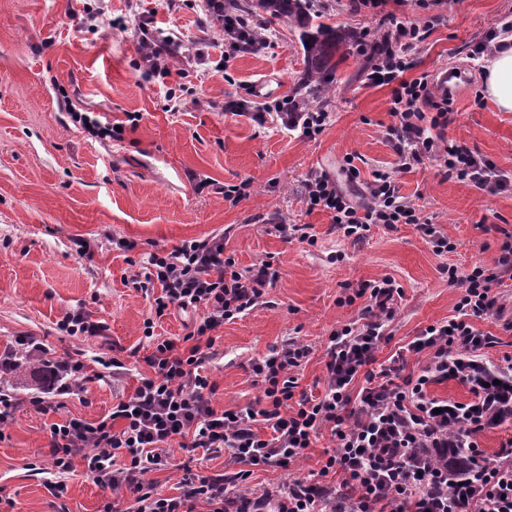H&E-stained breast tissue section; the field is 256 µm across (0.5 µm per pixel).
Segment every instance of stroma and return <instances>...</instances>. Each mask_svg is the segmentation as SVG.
Here are the masks:
<instances>
[{
	"instance_id": "obj_1",
	"label": "stroma",
	"mask_w": 512,
	"mask_h": 512,
	"mask_svg": "<svg viewBox=\"0 0 512 512\" xmlns=\"http://www.w3.org/2000/svg\"><path fill=\"white\" fill-rule=\"evenodd\" d=\"M423 2L406 0L401 8L410 20L438 17L416 56L419 73L466 69L471 45L512 13V0H441L428 10ZM319 7L356 34L377 27L376 16L353 0H321ZM254 17L273 32V45L228 61L224 32L201 0H0V351L26 336L47 349L56 368L113 357L126 366L120 378L106 369L86 390L53 397L47 413H17L0 433V512H100L110 498L79 469L57 499L45 487L52 473L35 466L49 448L47 424L97 419L136 387L144 367L134 353L146 348L150 307L129 278L149 252L220 235L238 267H277L280 278L264 302L216 331L218 355L207 366L213 405L239 410L261 395L250 362L292 338L313 349L297 373L300 389L322 391L328 336L357 316L356 307L337 303L344 284L389 276L403 288L392 336L377 354L384 361L424 327L454 315L461 290L442 267L493 264L512 234V190L489 193L451 181L438 161L397 179L421 220L439 225L454 251L435 255L410 224L372 227L356 244L332 232L329 213L309 210L302 182L315 168L339 175L350 157L359 176L343 187L361 201L375 171L396 167L385 137L391 89L367 86L366 60L350 46L335 57L320 101L333 121L317 138L225 111V101L243 97L254 108L274 104L271 96L248 97L256 82L281 81L282 95L294 96L306 76L294 23L259 9ZM159 29L181 38L165 77L140 66ZM483 89L482 75L470 74L464 94L451 99L455 120L446 135L512 175V112L488 100L475 106ZM171 97L179 103L173 111L165 107ZM76 112L124 124L122 140L91 135L73 121ZM205 179L209 187L199 188ZM244 182L250 193L235 206L212 190ZM485 222L492 231L482 230ZM281 224L309 225L315 244L278 232ZM79 239L89 242L87 253L77 252ZM121 240L133 250L119 249ZM79 310L105 322V335L59 333L58 322ZM329 445L321 437L299 465L255 470L249 482L275 490L318 471ZM186 465L200 475L231 468L228 456L175 447L168 466L149 479L174 494Z\"/></svg>"
}]
</instances>
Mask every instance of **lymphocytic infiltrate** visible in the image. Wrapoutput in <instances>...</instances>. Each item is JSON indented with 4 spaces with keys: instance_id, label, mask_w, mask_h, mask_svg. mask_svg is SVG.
Returning a JSON list of instances; mask_svg holds the SVG:
<instances>
[{
    "instance_id": "f902f5d3",
    "label": "lymphocytic infiltrate",
    "mask_w": 512,
    "mask_h": 512,
    "mask_svg": "<svg viewBox=\"0 0 512 512\" xmlns=\"http://www.w3.org/2000/svg\"><path fill=\"white\" fill-rule=\"evenodd\" d=\"M378 15L367 42L369 86L391 87L394 122L386 137L398 162L379 171L369 199L353 201L335 178L311 171L303 183L310 209L328 212L339 236L358 242L372 225L411 224L435 254L454 245L437 225L420 221L415 205L401 194L396 173L432 160L443 161L449 178L477 189H505L506 174L466 145L448 140L454 121L448 97H435L429 73H415L416 56L434 27L387 10L388 0H361ZM260 25L232 11L224 13V57L233 59L269 44ZM276 116L302 137L319 136L332 115L304 109L283 99L252 113L257 124ZM448 282L461 290L455 315L425 327L386 361L376 354L397 316L401 286L391 277L345 284L337 302L358 305L356 319L334 329L324 350V390L298 392L297 371L312 349L298 340L251 362L262 395L238 411L212 404L215 385L206 371L216 356L213 333L250 312L279 278L272 262L239 268L224 253V239L184 240L172 250H155L131 278L150 304L143 336L148 368L132 394L120 397L96 420L68 418L48 424L46 464L57 474L48 491L63 498L65 476L83 465L86 474L112 492L101 512H512V438L495 460H488L479 438L488 430L512 426V355L497 362L486 351L497 336L478 330L476 320L501 319L498 292L512 279V237L500 245L494 266L447 269ZM194 309L201 316L181 347L154 332L157 319ZM423 356L418 374H405L407 358ZM455 380L471 397L460 402L431 394V385ZM333 445L323 452L317 476L278 490L248 484L257 467L288 468L314 447L322 434ZM205 454H228L234 471L199 476L184 471L178 494L155 491L148 473L168 463L172 445ZM469 451L460 478L448 470L454 451Z\"/></svg>"
}]
</instances>
